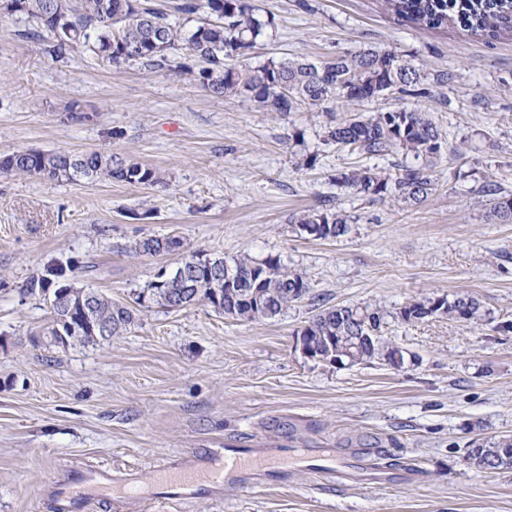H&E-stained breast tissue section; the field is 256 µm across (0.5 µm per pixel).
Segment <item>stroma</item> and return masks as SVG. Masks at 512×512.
Segmentation results:
<instances>
[{
  "mask_svg": "<svg viewBox=\"0 0 512 512\" xmlns=\"http://www.w3.org/2000/svg\"><path fill=\"white\" fill-rule=\"evenodd\" d=\"M249 3L274 24L238 68L374 48L420 69V103L445 139L436 190L416 206L345 192L336 172L369 160L324 144L331 115L276 118L188 76L110 66L83 48L57 62L44 39L24 37L28 21L0 14V156L96 151L166 179L0 174V512H52L49 489L71 465L143 486L157 464L227 444L375 448L379 463L416 475L370 488L297 469L267 486L229 483L218 497L146 499L124 512H512V470L465 460L473 440L512 435V333L496 330L512 320V223L492 220L478 195L487 179L512 193V34L488 42L411 27L381 0ZM74 103L84 120L70 118ZM327 198L351 216L348 238L316 240L290 224ZM169 236L179 251L134 248ZM196 251L280 257L306 274L312 297L252 321L204 301L138 303L159 270ZM52 262L129 307L132 324L96 345L53 344L48 305L26 291ZM442 295L476 297L488 316L398 319L411 300ZM320 303L383 308L402 367L305 357L296 332Z\"/></svg>",
  "mask_w": 512,
  "mask_h": 512,
  "instance_id": "stroma-1",
  "label": "stroma"
}]
</instances>
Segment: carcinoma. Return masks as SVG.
Returning <instances> with one entry per match:
<instances>
[{
	"instance_id": "obj_1",
	"label": "carcinoma",
	"mask_w": 512,
	"mask_h": 512,
	"mask_svg": "<svg viewBox=\"0 0 512 512\" xmlns=\"http://www.w3.org/2000/svg\"><path fill=\"white\" fill-rule=\"evenodd\" d=\"M384 9L411 26L436 30L450 25L473 35L495 38L512 32V0H383ZM23 16L47 34L45 51L55 61H63L81 47L88 48L113 65L132 63L148 70L177 68L202 87L224 97H245L261 112L287 116L306 108L325 106V112L343 111L328 127L325 142L347 147L368 158L392 156L395 174L376 166H355L336 173V186L356 196L394 199L417 205L433 194L435 161L441 158L444 140L441 131L418 103L415 96L421 73L393 51L372 48L340 55L329 61L272 59L266 64L241 70L232 61L253 48L273 24V18L255 16L248 0H183L180 11L207 14L189 35H182L168 15L141 6L139 0H0V12ZM139 45L135 52L128 51ZM397 96V106L386 111L358 112L353 106L379 96ZM0 173L26 174L77 182L81 180L123 181L155 186L163 183L161 172L138 162L98 152L18 151L0 157ZM480 192L490 197V213L502 224L512 223V194L503 193L487 182ZM292 223L319 239H342L353 231L350 216L328 209L313 210ZM244 274L221 288L214 300L211 271L216 263ZM187 291L186 299L203 300L224 315L239 320L271 319L288 304L310 294L303 272L290 269L278 257L256 260L249 256L220 257L195 252L179 266L157 276L138 295L160 307L172 308V296ZM28 291L50 304L53 324L49 336L63 347L89 345L98 341L92 326H107L114 334L131 321L127 308L91 288H78L66 276L65 266H47L45 273L32 278ZM67 291L73 307L62 315L52 305L53 296ZM90 294L93 309L83 319L80 298ZM468 302L464 322H477L485 316L478 299L444 295L413 300L399 313L405 323L446 315L458 319L459 303ZM84 320V327L70 332L67 323ZM386 313L370 304L319 306L305 327L297 332L313 354L330 359L329 351L352 353L357 363L390 358L401 348L384 336ZM500 459L498 470L512 469V437L507 435L485 443H471L466 459L480 465L487 458Z\"/></svg>"
}]
</instances>
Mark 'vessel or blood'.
I'll return each mask as SVG.
<instances>
[{"label":"vessel or blood","mask_w":512,"mask_h":512,"mask_svg":"<svg viewBox=\"0 0 512 512\" xmlns=\"http://www.w3.org/2000/svg\"><path fill=\"white\" fill-rule=\"evenodd\" d=\"M369 455L366 448H215L202 459L188 457L175 465H158L152 481L163 499L179 501L195 491H221L225 482L232 480L244 486L279 480L297 466L380 486L402 479V472L371 464ZM111 491L110 470L86 469L55 484L52 507L54 512H85L90 501L105 500Z\"/></svg>","instance_id":"vessel-or-blood-1"}]
</instances>
